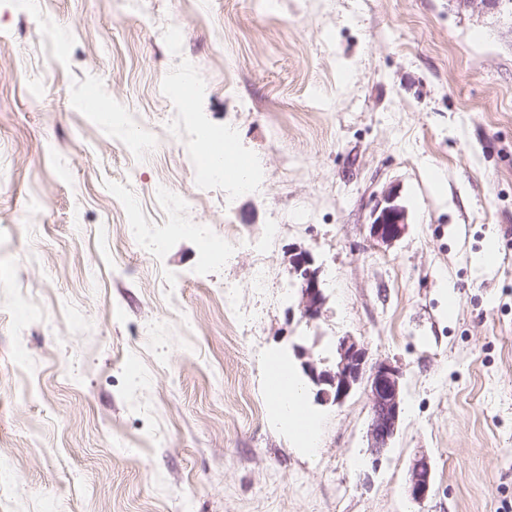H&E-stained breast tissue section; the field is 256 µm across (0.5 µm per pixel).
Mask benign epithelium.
Segmentation results:
<instances>
[{"mask_svg": "<svg viewBox=\"0 0 512 512\" xmlns=\"http://www.w3.org/2000/svg\"><path fill=\"white\" fill-rule=\"evenodd\" d=\"M406 227V210L395 203V197L391 194L385 197V206H377L371 213L370 236L382 244L390 245L398 240ZM291 272L299 280L298 308L302 317L316 318L324 301L320 268L314 266V259L308 252L299 251L293 256ZM295 353L301 359L304 375L317 388V397L325 402L339 404L359 383L366 382L371 403L368 453L373 464L379 465L390 450L403 413L400 371L387 361L368 365L364 348L351 336L338 339L331 363L314 359L309 351L299 345L295 346ZM432 487V466L428 459L420 458L414 462L409 473V495L413 501L421 503L429 497Z\"/></svg>", "mask_w": 512, "mask_h": 512, "instance_id": "7a95c632", "label": "benign epithelium"}]
</instances>
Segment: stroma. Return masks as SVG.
I'll return each instance as SVG.
<instances>
[{"label":"stroma","mask_w":512,"mask_h":512,"mask_svg":"<svg viewBox=\"0 0 512 512\" xmlns=\"http://www.w3.org/2000/svg\"><path fill=\"white\" fill-rule=\"evenodd\" d=\"M185 92L171 98L167 84ZM130 113L148 145L102 123ZM260 192L197 188L206 144ZM394 193L390 245L370 215ZM281 232L266 243L269 224ZM230 233L223 260L200 231ZM321 270L297 309L294 252ZM267 286L251 288L256 268ZM235 284L247 320L224 315ZM403 372L370 404L306 387L293 344ZM426 454L433 489L407 492ZM512 502V16L459 0H0V512H496ZM385 204L373 209L369 232L374 240L390 245L404 234L408 225L407 213L402 206L395 203V197L390 193L385 197ZM314 259L306 251H299L292 259L291 272L299 280L298 308L303 318L314 319L318 316L324 301L321 288V270L314 268Z\"/></svg>","instance_id":"stroma-1"}]
</instances>
